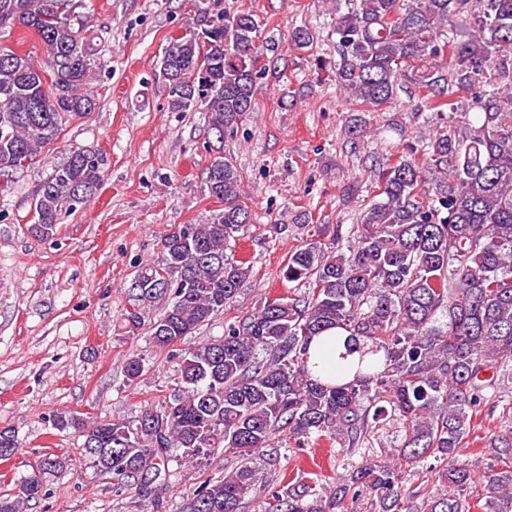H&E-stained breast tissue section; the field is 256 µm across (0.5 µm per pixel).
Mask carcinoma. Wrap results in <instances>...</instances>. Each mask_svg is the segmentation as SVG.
I'll return each mask as SVG.
<instances>
[{
  "instance_id": "obj_1",
  "label": "carcinoma",
  "mask_w": 512,
  "mask_h": 512,
  "mask_svg": "<svg viewBox=\"0 0 512 512\" xmlns=\"http://www.w3.org/2000/svg\"><path fill=\"white\" fill-rule=\"evenodd\" d=\"M74 0H0V29L33 31L44 52L0 45V175L32 164L56 141L65 120L91 111L86 86L101 61L99 45L75 30ZM336 85L357 111L386 109L412 82L418 100L446 123L425 158L404 153L374 169L382 199L360 217L355 244L310 242L288 253L283 277L299 295L260 300L224 336L181 350L176 386L156 407L131 419L77 413L53 427L82 438L94 466L135 490L140 512L168 486L169 451L200 462L224 449L230 474L203 482L185 512H239L276 466L277 434L328 436L360 447L371 429L396 414L408 422L403 457L432 458L448 491L418 499L395 466L369 464L336 478L328 496L302 481L279 483L264 512H349L368 494L369 512H512V428L490 440L491 462L459 461L484 403V391L512 377V0H336ZM260 26L245 9L224 8L202 37L174 40L159 63L169 101L201 109L208 132L222 135L253 111ZM469 104L459 112L458 99ZM103 158L74 150L54 167L34 198L32 230L48 237L62 208L101 183ZM233 160L206 167L208 196L224 204L204 224H178L165 236L161 260L137 270L125 326L147 324L153 345L177 343L233 303L251 273L249 260L225 253L251 222ZM164 313L146 321L147 307ZM340 349L336 369L313 375L314 337L330 329ZM145 371L124 363L126 382ZM68 460L46 454L35 487L0 497V512H22L39 499L43 475ZM483 486L477 499L468 490Z\"/></svg>"
}]
</instances>
